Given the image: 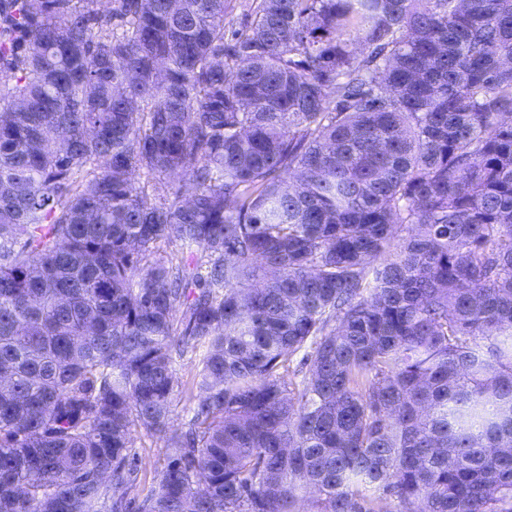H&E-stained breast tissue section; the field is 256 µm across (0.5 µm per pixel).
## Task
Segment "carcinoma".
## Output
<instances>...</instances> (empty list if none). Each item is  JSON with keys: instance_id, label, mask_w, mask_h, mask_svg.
<instances>
[{"instance_id": "carcinoma-1", "label": "carcinoma", "mask_w": 512, "mask_h": 512, "mask_svg": "<svg viewBox=\"0 0 512 512\" xmlns=\"http://www.w3.org/2000/svg\"><path fill=\"white\" fill-rule=\"evenodd\" d=\"M97 2L0 0V512H512V0ZM136 453L137 493L140 498L146 495L153 485V477L166 461L165 442L158 436L145 432L133 435L132 453Z\"/></svg>"}]
</instances>
